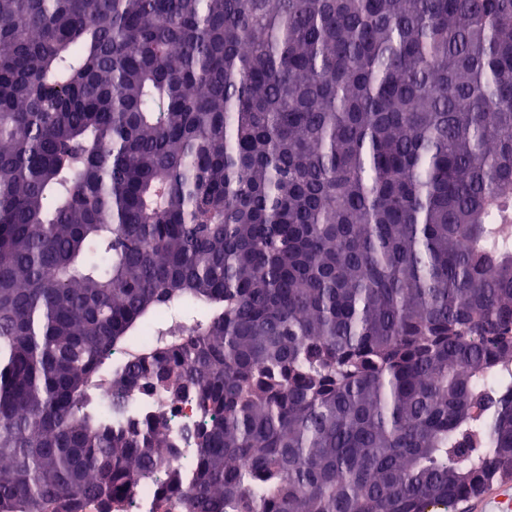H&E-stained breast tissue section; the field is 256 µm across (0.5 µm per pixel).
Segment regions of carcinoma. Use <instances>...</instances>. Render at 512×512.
<instances>
[{
	"label": "carcinoma",
	"instance_id": "1",
	"mask_svg": "<svg viewBox=\"0 0 512 512\" xmlns=\"http://www.w3.org/2000/svg\"><path fill=\"white\" fill-rule=\"evenodd\" d=\"M502 478L512 0H0V512ZM176 417L173 422V430L175 433L192 429L197 422V411L195 402L187 397L178 403Z\"/></svg>",
	"mask_w": 512,
	"mask_h": 512
}]
</instances>
